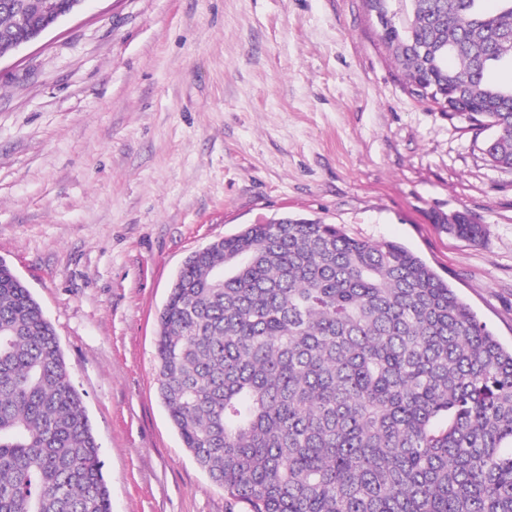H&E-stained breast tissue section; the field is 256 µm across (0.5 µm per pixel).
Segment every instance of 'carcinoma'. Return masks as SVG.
I'll return each mask as SVG.
<instances>
[{"instance_id": "1", "label": "carcinoma", "mask_w": 512, "mask_h": 512, "mask_svg": "<svg viewBox=\"0 0 512 512\" xmlns=\"http://www.w3.org/2000/svg\"><path fill=\"white\" fill-rule=\"evenodd\" d=\"M70 0H0V54ZM402 0L381 28L409 87L491 130L512 169V0ZM437 223L477 242L468 213ZM160 399L248 512H512V347L404 246L319 219L194 251L158 316ZM52 323L0 259V512H112Z\"/></svg>"}]
</instances>
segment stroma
I'll return each instance as SVG.
<instances>
[{"instance_id":"obj_1","label":"stroma","mask_w":512,"mask_h":512,"mask_svg":"<svg viewBox=\"0 0 512 512\" xmlns=\"http://www.w3.org/2000/svg\"><path fill=\"white\" fill-rule=\"evenodd\" d=\"M420 102L363 0H86L0 55V259L53 324L112 512H245L157 393L184 260L318 218L420 256L512 345V171ZM468 212L477 243L436 217Z\"/></svg>"}]
</instances>
